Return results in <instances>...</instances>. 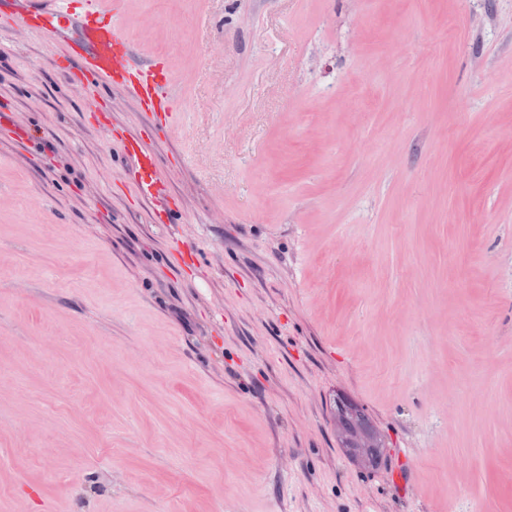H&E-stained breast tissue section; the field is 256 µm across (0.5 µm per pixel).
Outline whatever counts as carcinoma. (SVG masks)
I'll use <instances>...</instances> for the list:
<instances>
[{
	"label": "carcinoma",
	"instance_id": "1",
	"mask_svg": "<svg viewBox=\"0 0 512 512\" xmlns=\"http://www.w3.org/2000/svg\"><path fill=\"white\" fill-rule=\"evenodd\" d=\"M333 415L339 447L370 448L373 458L368 467L374 470L384 464L385 435L363 407L338 396L334 400Z\"/></svg>",
	"mask_w": 512,
	"mask_h": 512
}]
</instances>
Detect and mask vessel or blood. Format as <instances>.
Returning a JSON list of instances; mask_svg holds the SVG:
<instances>
[{"label":"vessel or blood","instance_id":"b4317fda","mask_svg":"<svg viewBox=\"0 0 512 512\" xmlns=\"http://www.w3.org/2000/svg\"><path fill=\"white\" fill-rule=\"evenodd\" d=\"M0 13L14 18L18 38L49 36L58 51L57 67L68 86L82 96L92 100L100 88L119 86L142 111L172 119L166 83L158 81L154 69L132 64V42L119 22V0H0ZM121 144L135 176L137 196L148 206L153 223H175L155 153L144 150L134 136L122 138Z\"/></svg>","mask_w":512,"mask_h":512}]
</instances>
